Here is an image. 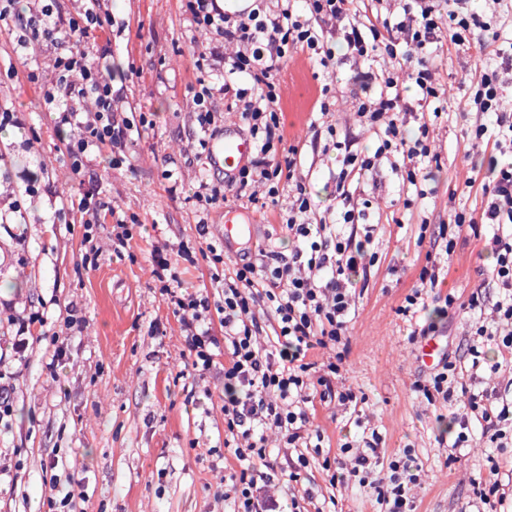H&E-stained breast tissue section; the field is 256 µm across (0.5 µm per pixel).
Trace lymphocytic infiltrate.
<instances>
[{
  "instance_id": "f902f5d3",
  "label": "lymphocytic infiltrate",
  "mask_w": 512,
  "mask_h": 512,
  "mask_svg": "<svg viewBox=\"0 0 512 512\" xmlns=\"http://www.w3.org/2000/svg\"><path fill=\"white\" fill-rule=\"evenodd\" d=\"M192 26L209 30L215 42L195 53V67L224 70L219 84H200L196 106L198 147L196 160L207 161L210 138L223 130V118L214 112L215 95L226 108L238 111L243 126L256 144V154L237 177L229 181L202 177L191 199L209 210L228 198L277 211L287 199L282 225L297 244L290 253L258 247L253 257L234 265L224 260V245L208 240L207 224H199V237L207 241L205 252L213 265L207 288H188L177 270L178 262L194 263L195 246L182 241L168 249L154 248V275L160 294L170 304L189 353L193 374L210 371L224 363V449L237 463L230 473L224 499L230 512H287V498L270 495L278 481L289 485L308 468L311 455L323 452L324 435L311 429L316 402L355 403L352 390H337L336 378L348 354L347 324L355 309L357 290L371 277L365 256L371 233L357 227L363 213L346 182L393 160L403 168L405 180L417 185L431 180L424 167L431 155L430 125L421 122L417 132L406 128L407 112L423 110L438 93L436 70L447 45L460 46L478 39L490 46L497 33L481 15L452 8L442 10L441 0H402L394 16L368 23L362 20L358 0H304L295 9L293 0H254L243 14L225 13L219 0H181ZM99 0H85L81 13L54 15L50 6L33 13L27 26L32 34L50 44L66 40L72 47L56 56L55 73L45 92L57 128H69L61 152L77 176H84L90 154L108 153L113 165L128 158L134 132L151 128L150 113L133 112L124 106V87L114 84L107 65L95 62L90 41L106 36L111 15L101 13ZM234 44V56H225L224 44ZM420 57H413V50ZM297 54L315 57L323 70L345 62L359 63L351 81L356 88L357 115L373 130L378 145L373 152L356 150L351 139H339L332 121L336 96L323 84L312 106L308 125L311 147L321 142L337 149L335 173L338 208L342 221L312 220L311 199L297 176L300 151L286 143L285 123L276 93V80L290 58ZM416 89L415 101L402 95L405 85ZM498 71L488 68L480 76L473 103L478 111L496 110L497 135L485 125L473 129L475 138L491 139L487 156L488 185L482 191L486 206L480 216L463 211L449 215L438 227L439 252L426 256L418 274L419 287L404 298L400 315L414 319L425 301L452 308L456 298L442 293L445 270L462 233L483 240L495 262L487 272L500 294L493 303L470 298V310L482 314L475 334L495 340L503 360H512V165L500 164L504 142L512 143V113L497 111ZM265 188L264 200L248 194L252 183ZM221 326L223 336L213 334ZM267 337L261 346L259 337ZM335 348L333 360L317 363L310 354L317 348ZM457 364L444 361L440 372L418 385L428 403L452 406L464 402L471 416L461 419L454 447L468 440L469 421L477 419L482 434L496 447L512 445V409L498 406L496 391L457 387ZM277 430L284 448L296 449L295 458L280 462L268 448L264 432ZM389 484L372 481L375 499L387 512H410L406 486L415 481L410 468L390 462Z\"/></svg>"
}]
</instances>
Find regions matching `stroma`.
<instances>
[{"label": "stroma", "instance_id": "obj_1", "mask_svg": "<svg viewBox=\"0 0 512 512\" xmlns=\"http://www.w3.org/2000/svg\"><path fill=\"white\" fill-rule=\"evenodd\" d=\"M39 0H19L18 12L0 22V105L14 110L18 124L0 126V337L14 336L12 317L29 308L44 315V330L57 334L63 349L56 374H49L46 342L10 357L0 370L11 407L0 425V512H48L47 497L62 498L70 481L83 495L69 512H225L224 469H211L202 455L224 445V376L212 369L203 377L184 374L187 348L179 324L161 297L150 253L154 247L197 240L206 220L210 238L223 237L222 209L208 216L188 202L203 169L194 163L197 146L194 90L198 79L215 82L211 72L193 69L190 53L204 50L212 36L191 27L179 0H125L112 13L111 64L127 86L128 106L152 113V129L134 136L130 166L115 167L107 155H92L93 179L80 183L59 150L60 138L44 103L57 47L46 42L21 49L20 25ZM478 47L450 48L436 75L439 97L431 149L441 167L424 182L425 196L403 184L389 165L361 176L355 193L364 221L372 225L376 254L368 288L356 299L348 325L349 353L336 386L352 390L356 408L320 405L312 420L329 437L332 455L343 463L339 443L361 447L379 432L375 472L388 477L390 461L411 449L417 480L409 485L414 512H512V447L497 448L473 425V442L449 461L447 441L459 430L464 405L428 404L415 385L428 381L432 368L415 357L408 322L399 315L404 298L418 284L426 246L417 242L421 223L438 226L451 212L483 207L480 163L485 145L467 135L475 121L494 115L470 112L467 87L475 78ZM321 69L308 55H295L277 80V93L289 142L303 146L311 105L321 85ZM333 120L348 131L356 148L372 147L371 131L356 116L351 88L336 82ZM335 152L305 149L298 174L310 190L317 212L335 208V183L329 170ZM36 179L39 198L25 193ZM101 190L115 218L96 225L92 244L83 241L79 214L60 213L59 197ZM137 216L142 226L122 252L112 245L116 218ZM97 261L76 264L88 248ZM481 242L458 240L442 286L458 305L448 313L427 306L419 325H433V336L449 358L464 369L466 344L476 317L467 307L472 295L495 301L498 291L484 272L492 264ZM80 318L67 328L68 316ZM482 387L497 389L512 405V363L499 364L494 342H485ZM199 405H192V398ZM53 471H46V464ZM497 475L502 504L490 507L476 498L479 482ZM294 493L306 512L336 500L335 512H385L369 487L358 482L331 487L319 464H312Z\"/></svg>", "mask_w": 512, "mask_h": 512}]
</instances>
